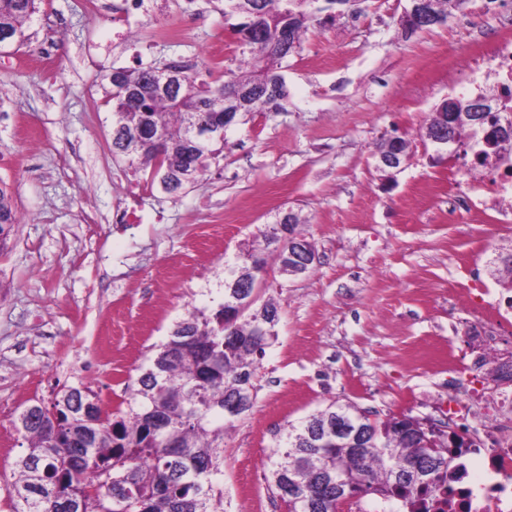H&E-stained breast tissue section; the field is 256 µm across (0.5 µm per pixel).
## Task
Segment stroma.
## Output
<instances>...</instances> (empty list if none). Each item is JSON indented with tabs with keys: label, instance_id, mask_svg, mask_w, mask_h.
I'll use <instances>...</instances> for the list:
<instances>
[{
	"label": "stroma",
	"instance_id": "1",
	"mask_svg": "<svg viewBox=\"0 0 512 512\" xmlns=\"http://www.w3.org/2000/svg\"><path fill=\"white\" fill-rule=\"evenodd\" d=\"M406 5L361 0L356 18L310 29L283 63L281 109L228 128L199 185L170 194L113 157L101 78L173 60L237 70L224 0H165L178 34L137 42L86 0H41L29 41L0 52V182L21 217L0 250V512L27 448L12 425L21 408L79 384L103 413L125 408L147 347L208 303L222 258L289 207L319 261L298 278L268 272L278 339L253 379V408L224 437V512H288L265 467L274 434L332 402L447 429L436 401L448 346L478 345L468 291H503L512 221L482 194L449 220L455 160L422 136L452 94L449 62L484 30L464 23L465 4L407 36ZM391 135L409 140L410 158L389 180L375 145ZM128 188L138 224L115 221Z\"/></svg>",
	"mask_w": 512,
	"mask_h": 512
}]
</instances>
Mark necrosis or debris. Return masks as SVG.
I'll return each mask as SVG.
<instances>
[{
    "mask_svg": "<svg viewBox=\"0 0 512 512\" xmlns=\"http://www.w3.org/2000/svg\"><path fill=\"white\" fill-rule=\"evenodd\" d=\"M497 76L501 120H512V40L493 41L486 56L471 60L459 53L453 65L454 86L473 93L486 73ZM485 142L473 141L470 157L464 158L448 191V211L470 206L474 194L484 190L501 205L503 215H512V163L484 157ZM474 313L484 330L478 353L459 348L448 351L449 421L458 423L470 443V468L448 473L447 492H435L425 500V512H512V387L491 389L476 386L460 374L461 367L481 368L499 364L502 373H512V356L502 357L501 330L512 328V299L488 300L479 292Z\"/></svg>",
    "mask_w": 512,
    "mask_h": 512,
    "instance_id": "1",
    "label": "necrosis or debris"
}]
</instances>
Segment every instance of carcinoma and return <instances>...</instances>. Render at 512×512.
I'll return each mask as SVG.
<instances>
[{"mask_svg":"<svg viewBox=\"0 0 512 512\" xmlns=\"http://www.w3.org/2000/svg\"><path fill=\"white\" fill-rule=\"evenodd\" d=\"M318 0H224V16H237L242 54L252 68L229 73L217 86L197 81L189 68L166 67L184 81L159 90L160 67L116 68L104 76L106 103L112 104V154L150 170L168 193L201 180L222 154L219 137L200 142L193 129L202 122L224 123V111L241 122L260 107H277L288 96L282 62L301 47L309 27L336 18ZM37 0H0V31L11 45L28 41L27 24ZM289 36L288 51L275 38ZM472 102L456 97L459 121L448 118L442 100L430 115L425 136L478 133L467 114ZM18 223L12 195L0 186V245ZM288 249V240L266 225L257 244L224 260V277L209 304L192 307L166 340L138 367L127 410L102 416L96 394L70 387L51 407L40 402L14 420L27 442L15 463L10 494L13 512H224V434L235 427L256 398L257 359L276 339L279 303L260 297L269 260ZM354 429L371 430L359 455L348 440L326 437L336 417ZM267 466L288 512H335L336 484L351 497L379 494L415 512V502L448 489V470L460 469L462 448L425 431L419 419L401 415L372 421L352 404L332 403L288 423L274 440Z\"/></svg>","mask_w":512,"mask_h":512,"instance_id":"1","label":"carcinoma"}]
</instances>
